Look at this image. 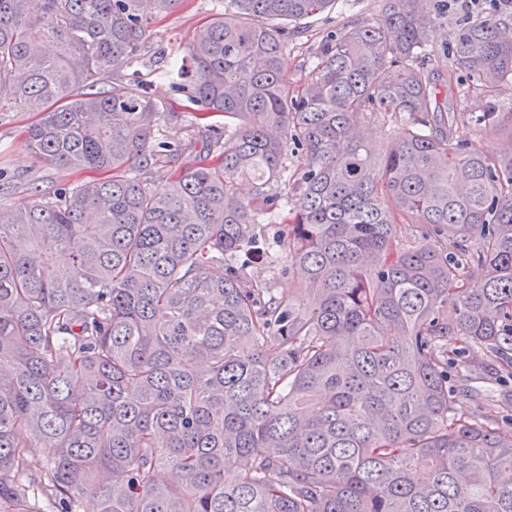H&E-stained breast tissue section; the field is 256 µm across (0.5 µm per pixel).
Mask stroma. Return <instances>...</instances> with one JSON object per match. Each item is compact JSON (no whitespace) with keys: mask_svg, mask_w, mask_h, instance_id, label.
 Here are the masks:
<instances>
[{"mask_svg":"<svg viewBox=\"0 0 512 512\" xmlns=\"http://www.w3.org/2000/svg\"><path fill=\"white\" fill-rule=\"evenodd\" d=\"M384 6L385 0H337L332 9L294 23L295 35L286 52L289 85L297 88L306 82L311 60L328 32L375 21L381 16ZM488 7V0H479L469 8L452 5L430 33L429 48L443 52L452 41L459 20H482ZM223 9L222 0H181L171 11L154 15L140 51L139 70L149 82L154 98L164 107L159 120L160 133L165 140L180 146L177 163L181 166L195 161L196 152L207 132L196 125L185 93L174 91L172 84L177 76L173 68L187 61L190 42L199 27ZM448 103L459 112L462 128L473 148L486 154L499 149V140L480 132L472 119L489 106L512 104V85L503 87L492 99L468 89L456 91L449 95ZM34 119L30 112H15L6 107L0 109V169L6 174L4 183L0 184L2 204L22 200L32 186L49 192L58 188L60 183L78 180L77 175L41 166L28 153L24 145L25 131Z\"/></svg>","mask_w":512,"mask_h":512,"instance_id":"35a3bbf8","label":"stroma"}]
</instances>
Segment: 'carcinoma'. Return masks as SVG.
I'll return each mask as SVG.
<instances>
[{
  "instance_id": "carcinoma-1",
  "label": "carcinoma",
  "mask_w": 512,
  "mask_h": 512,
  "mask_svg": "<svg viewBox=\"0 0 512 512\" xmlns=\"http://www.w3.org/2000/svg\"><path fill=\"white\" fill-rule=\"evenodd\" d=\"M180 2L0 0V90L39 115L26 149L101 173L0 206V512L35 491L46 512H512V434L484 413L508 425L512 401L470 385L512 377V107L476 117L492 156L448 109L463 75L512 84V24L461 21L431 69L450 0H387L294 89L289 24L336 0H228L176 85L213 136L152 186L180 149L132 66ZM362 119L404 135L373 154ZM283 244L305 288L273 295L240 257Z\"/></svg>"
}]
</instances>
